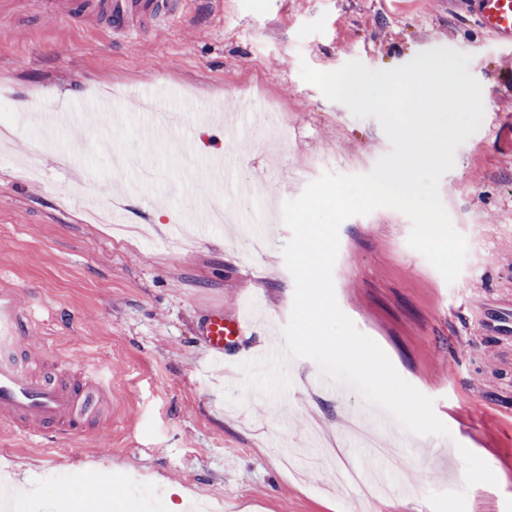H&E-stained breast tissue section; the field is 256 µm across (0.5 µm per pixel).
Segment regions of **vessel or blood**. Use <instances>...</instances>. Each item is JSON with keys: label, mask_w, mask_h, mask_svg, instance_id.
I'll list each match as a JSON object with an SVG mask.
<instances>
[{"label": "vessel or blood", "mask_w": 512, "mask_h": 512, "mask_svg": "<svg viewBox=\"0 0 512 512\" xmlns=\"http://www.w3.org/2000/svg\"><path fill=\"white\" fill-rule=\"evenodd\" d=\"M196 0H40L43 13L67 23L75 18L105 22L113 34H152L163 26H181L196 19ZM480 26L499 46L512 50V0H465ZM248 104L226 111L224 131L229 139L245 140ZM151 122L139 127V136L155 140L171 126L170 110L156 107ZM197 181L223 185L225 190L243 192L233 178L227 157L216 155L196 175ZM17 293L0 289V429L42 440L77 438L92 426L103 424L108 392L94 377L48 375L23 366L15 355L23 324ZM252 310L241 307L234 316L223 309L211 310L202 325L208 352L223 357L227 348L250 326Z\"/></svg>", "instance_id": "1"}]
</instances>
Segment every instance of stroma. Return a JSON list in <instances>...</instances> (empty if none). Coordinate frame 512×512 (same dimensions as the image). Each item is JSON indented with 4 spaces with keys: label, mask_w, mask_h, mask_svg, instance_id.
Masks as SVG:
<instances>
[{
    "label": "stroma",
    "mask_w": 512,
    "mask_h": 512,
    "mask_svg": "<svg viewBox=\"0 0 512 512\" xmlns=\"http://www.w3.org/2000/svg\"><path fill=\"white\" fill-rule=\"evenodd\" d=\"M37 0L0 12V289L13 288L30 322L22 356L60 358L112 393L106 424L56 447L0 431V475L26 465L45 492L44 512H145L176 483L224 512H512V51L498 48L455 0H220L200 21L163 27L141 40L81 19L57 22ZM446 47L470 54L484 118L440 181L441 201L467 240L454 283L408 244L412 224L380 208L339 228L333 270L340 308L386 352L398 373L434 401L445 436L405 432L391 416L376 428L390 453L357 442L373 407L357 391H326L309 359L283 366L291 385L270 398L245 389L241 362L282 346L294 280L282 220L254 222L262 200L187 185L197 160L238 150L197 127L189 149L142 141L134 118L124 133L92 135L77 172L59 168L60 132L40 159L42 175L18 164L43 135L16 125L18 104H56L85 91L125 95L163 83L209 112L246 98L262 74L285 103L292 128L269 165L263 117L237 163L243 182L264 183L279 201L298 197L321 172H370L391 145L379 122L359 118L300 76L301 63L331 72L358 61L389 70ZM128 153L156 179L123 197L124 219L96 224L68 200L100 188L113 200L114 155ZM231 201L240 221L185 236L178 209ZM256 309L254 325L223 359L198 329L213 308ZM375 486L342 494L341 465Z\"/></svg>",
    "instance_id": "stroma-1"
}]
</instances>
